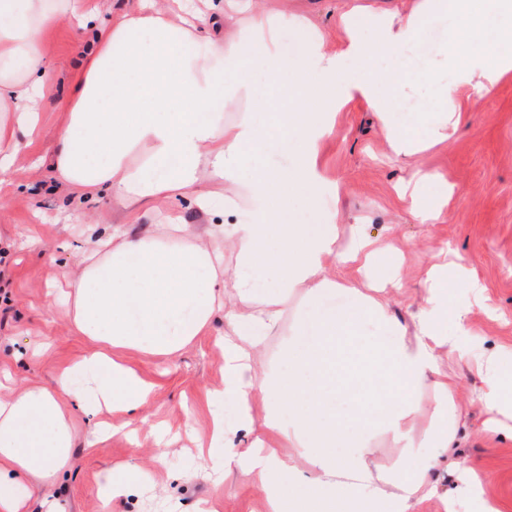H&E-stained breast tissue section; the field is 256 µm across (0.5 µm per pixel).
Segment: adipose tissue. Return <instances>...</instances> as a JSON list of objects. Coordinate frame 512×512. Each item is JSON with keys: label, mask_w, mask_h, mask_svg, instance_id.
Returning a JSON list of instances; mask_svg holds the SVG:
<instances>
[{"label": "adipose tissue", "mask_w": 512, "mask_h": 512, "mask_svg": "<svg viewBox=\"0 0 512 512\" xmlns=\"http://www.w3.org/2000/svg\"><path fill=\"white\" fill-rule=\"evenodd\" d=\"M79 0H0V184L24 141L41 135L47 85L41 35L58 21L90 32L62 131L47 158L72 197L109 193L131 222L142 204L192 199L207 226L174 218L130 234L117 224L99 235L67 281L62 305L92 343L61 368L52 387L0 392V512H67L50 495L68 470L79 416L98 417L108 438L147 409L155 383L123 360L127 349L170 357L193 344L216 313L224 381L208 390L212 408L199 436L207 469L237 473L265 512H414L436 468L452 456L469 403L512 418V358L464 341L469 308L444 286H484L474 267L430 266L406 318L391 308L402 288L394 234L352 228L340 238L338 184L319 169L337 113L363 104L383 125L389 148L406 160L400 190L424 224L443 217L454 188L415 164L424 146L447 141L460 120L457 94H489L512 72V0H410L401 11L341 13L345 39L331 48L309 17L264 0H224V10L185 9L182 0H140L106 25ZM502 25L491 50L460 58L487 19ZM446 28L436 56L420 67L406 57L433 22ZM292 31L299 47L281 41ZM382 67H372L373 58ZM426 85L432 100L415 99ZM414 115L399 122L401 102ZM224 202L223 221L213 203ZM306 208L315 223L294 219ZM232 255V271L224 257ZM349 301L330 306L336 294ZM286 337L280 358L263 359L268 340ZM472 363L482 380L463 399L442 356ZM433 389L430 408L422 394ZM246 446H235L237 435ZM149 463L107 470L104 504L144 486L149 464L176 434L152 426ZM398 448L380 467V441ZM458 496L481 502L475 471L459 468Z\"/></svg>", "instance_id": "obj_1"}]
</instances>
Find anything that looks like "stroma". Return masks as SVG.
Segmentation results:
<instances>
[{
  "instance_id": "obj_1",
  "label": "stroma",
  "mask_w": 512,
  "mask_h": 512,
  "mask_svg": "<svg viewBox=\"0 0 512 512\" xmlns=\"http://www.w3.org/2000/svg\"><path fill=\"white\" fill-rule=\"evenodd\" d=\"M292 5L324 30L330 44L342 41L338 18L346 0H292ZM42 48L50 73L41 103L46 132L25 144L9 185L0 188V371L8 373L17 388L51 386L60 368L89 349V341L52 306L49 293L75 273L89 247L81 224L124 220L108 199H72L39 163L63 122L80 57L76 34L63 24L43 33ZM458 103L461 122L449 130L447 145H434L420 155L426 169L455 188L442 223H418L407 201L399 198L406 167L390 153L379 121L364 105L352 104L339 112L320 170L342 186L345 224L360 221L367 232L380 235L397 227L407 282L392 304L398 316H405L420 292L425 269L440 254L459 256L475 267L485 287L481 305L469 318L472 341L490 351L511 349L512 73L482 97L461 89ZM223 328V316L215 315L194 346L166 363L136 350L125 352L126 361L156 383L149 421H133L137 441L119 432L92 446L86 443L89 423H80L61 490L69 512H104L97 492L100 473L137 455L149 457V426L157 421L179 435L159 472V486L128 496L116 504L115 512H163L170 501L177 502L181 512H194L202 498L219 500V512H260L255 491L238 477L188 475L197 454L193 437L210 417L205 389L221 384L224 376L222 354L214 344ZM488 418L481 406H473L456 457L477 468L485 501L499 505L501 512H512V420L499 419V440L492 445L485 430Z\"/></svg>"
}]
</instances>
